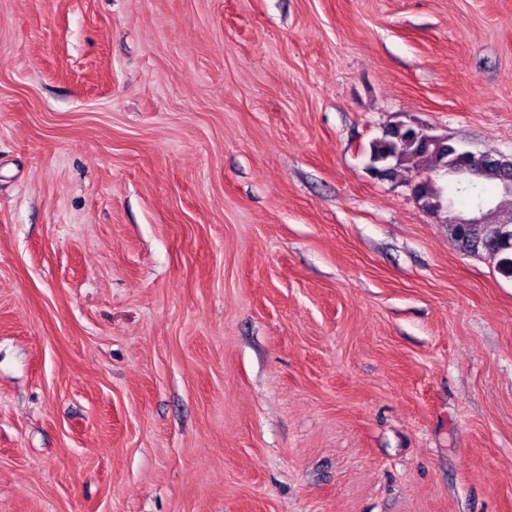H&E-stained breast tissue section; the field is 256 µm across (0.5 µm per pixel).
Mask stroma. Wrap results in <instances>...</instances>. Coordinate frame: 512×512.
<instances>
[{"instance_id":"obj_1","label":"stroma","mask_w":512,"mask_h":512,"mask_svg":"<svg viewBox=\"0 0 512 512\" xmlns=\"http://www.w3.org/2000/svg\"><path fill=\"white\" fill-rule=\"evenodd\" d=\"M399 120L512 155V0H0V512H512V277ZM420 134L427 139L436 141L446 136L435 135L432 128L419 126ZM446 146H438L426 141L419 136L416 124L413 122L398 121L386 127L382 135L371 142L369 148V160L366 167L373 177L379 180L390 178L397 169L412 164L417 168V178L411 185L414 187L417 202L427 212L436 214L444 208H450L455 212V205L459 199L467 201L470 208L468 213L474 210L487 211V222L497 223L508 217L501 216V208L497 202V194L512 197V190H506L503 178L510 175L512 170L508 168L490 167L486 159L492 157L469 151L468 164L474 170L475 175L466 178L463 175L443 168L441 159L447 151H455L461 147L446 138ZM444 170L448 176V182L453 188L451 195L446 198L429 173ZM495 189L493 193L490 191Z\"/></svg>"}]
</instances>
